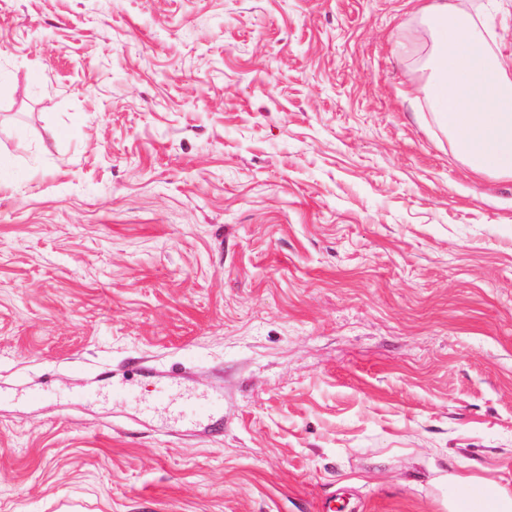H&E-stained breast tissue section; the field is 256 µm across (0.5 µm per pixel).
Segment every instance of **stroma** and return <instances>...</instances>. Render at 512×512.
<instances>
[{
	"label": "stroma",
	"instance_id": "1",
	"mask_svg": "<svg viewBox=\"0 0 512 512\" xmlns=\"http://www.w3.org/2000/svg\"><path fill=\"white\" fill-rule=\"evenodd\" d=\"M427 2L0 0V512L512 488V180L416 95Z\"/></svg>",
	"mask_w": 512,
	"mask_h": 512
}]
</instances>
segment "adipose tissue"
Listing matches in <instances>:
<instances>
[{"label": "adipose tissue", "mask_w": 512, "mask_h": 512, "mask_svg": "<svg viewBox=\"0 0 512 512\" xmlns=\"http://www.w3.org/2000/svg\"><path fill=\"white\" fill-rule=\"evenodd\" d=\"M422 15L432 36L424 98L474 174L512 179V76L454 0H429ZM448 512H512V489L459 478L448 489Z\"/></svg>", "instance_id": "obj_1"}]
</instances>
